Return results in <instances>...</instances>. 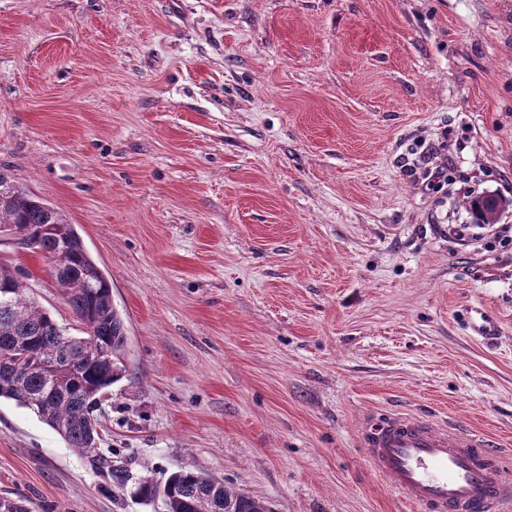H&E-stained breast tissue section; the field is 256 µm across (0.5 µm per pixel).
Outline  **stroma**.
Wrapping results in <instances>:
<instances>
[{
  "label": "stroma",
  "mask_w": 512,
  "mask_h": 512,
  "mask_svg": "<svg viewBox=\"0 0 512 512\" xmlns=\"http://www.w3.org/2000/svg\"><path fill=\"white\" fill-rule=\"evenodd\" d=\"M1 167L112 284L99 452L133 477L420 512L368 468L369 420L512 454V208H468L512 199V0H0ZM0 263L80 335L50 258ZM1 494L154 512L6 399Z\"/></svg>",
  "instance_id": "35a3bbf8"
}]
</instances>
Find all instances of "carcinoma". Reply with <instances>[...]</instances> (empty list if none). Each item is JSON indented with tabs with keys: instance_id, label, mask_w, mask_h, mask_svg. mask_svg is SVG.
<instances>
[{
	"instance_id": "1",
	"label": "carcinoma",
	"mask_w": 512,
	"mask_h": 512,
	"mask_svg": "<svg viewBox=\"0 0 512 512\" xmlns=\"http://www.w3.org/2000/svg\"><path fill=\"white\" fill-rule=\"evenodd\" d=\"M8 226L39 254L64 265L59 282L63 296L82 325V335L65 332L26 293L25 273L0 265V350L19 362L48 357L70 368L58 382L48 383L35 367L20 373L0 362V399L15 401L57 431L91 467L106 470L110 482L125 488L130 474L96 451L99 425L93 418L99 397L127 373L128 338L123 318L112 304V285L87 252L75 225L53 207L31 195L6 169H0V227ZM112 353V365L103 361ZM133 496L142 504H163V512H274L269 502L224 484L215 476L177 471L162 483L150 476L136 481Z\"/></svg>"
}]
</instances>
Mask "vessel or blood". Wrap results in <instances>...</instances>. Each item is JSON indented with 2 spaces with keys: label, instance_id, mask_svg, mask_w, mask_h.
<instances>
[{
  "label": "vessel or blood",
  "instance_id": "obj_1",
  "mask_svg": "<svg viewBox=\"0 0 512 512\" xmlns=\"http://www.w3.org/2000/svg\"><path fill=\"white\" fill-rule=\"evenodd\" d=\"M361 444L383 483L426 512H512V461L486 440L395 413Z\"/></svg>",
  "mask_w": 512,
  "mask_h": 512
}]
</instances>
